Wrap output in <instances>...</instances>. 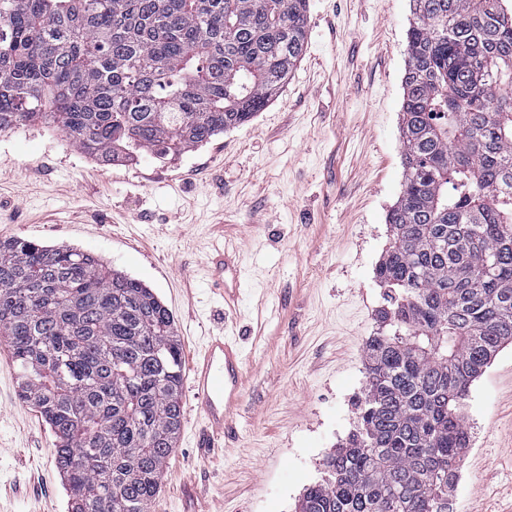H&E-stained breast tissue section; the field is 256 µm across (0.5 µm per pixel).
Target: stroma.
Segmentation results:
<instances>
[{"instance_id":"stroma-1","label":"stroma","mask_w":512,"mask_h":512,"mask_svg":"<svg viewBox=\"0 0 512 512\" xmlns=\"http://www.w3.org/2000/svg\"><path fill=\"white\" fill-rule=\"evenodd\" d=\"M410 18V0H309L307 48L279 95L172 159L103 166L51 124L0 133V239L69 246L142 281L172 314L183 369L221 332L247 360L224 448H204L183 388L150 512H294L355 427L384 303L375 268L405 176ZM223 240L240 247L233 310L208 274ZM462 413L470 446L454 512H512V344ZM0 512H70L51 429L20 398L1 341Z\"/></svg>"}]
</instances>
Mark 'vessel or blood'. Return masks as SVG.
<instances>
[{
    "label": "vessel or blood",
    "mask_w": 512,
    "mask_h": 512,
    "mask_svg": "<svg viewBox=\"0 0 512 512\" xmlns=\"http://www.w3.org/2000/svg\"><path fill=\"white\" fill-rule=\"evenodd\" d=\"M210 263L216 293L225 306H235L241 275L236 247L226 243L215 245ZM245 375L246 363L238 344L223 335L210 336L190 375V386L208 438L223 437L228 423L237 414Z\"/></svg>",
    "instance_id": "vessel-or-blood-1"
}]
</instances>
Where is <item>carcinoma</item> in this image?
Segmentation results:
<instances>
[{
  "label": "carcinoma",
  "mask_w": 512,
  "mask_h": 512,
  "mask_svg": "<svg viewBox=\"0 0 512 512\" xmlns=\"http://www.w3.org/2000/svg\"><path fill=\"white\" fill-rule=\"evenodd\" d=\"M405 178L376 267L358 425L295 512H453L459 413L512 342V10L411 0ZM308 0H0V132L54 123L107 164L186 153L263 110ZM0 338L55 438L71 512H149L182 422L168 309L68 246L0 240Z\"/></svg>",
  "instance_id": "obj_1"
}]
</instances>
